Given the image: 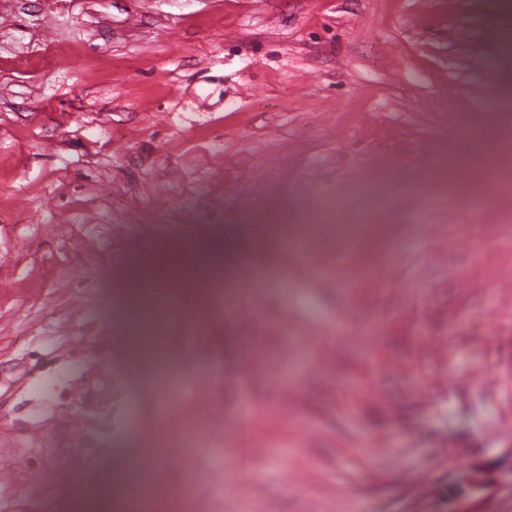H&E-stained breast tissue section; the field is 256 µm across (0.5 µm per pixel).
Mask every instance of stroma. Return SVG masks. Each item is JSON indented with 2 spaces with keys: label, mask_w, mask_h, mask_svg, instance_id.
Instances as JSON below:
<instances>
[{
  "label": "stroma",
  "mask_w": 512,
  "mask_h": 512,
  "mask_svg": "<svg viewBox=\"0 0 512 512\" xmlns=\"http://www.w3.org/2000/svg\"><path fill=\"white\" fill-rule=\"evenodd\" d=\"M503 2L0 0V512L121 475L130 512H512ZM312 197L357 235L283 246ZM192 220L262 278L159 305L149 372L120 300ZM192 428L193 469L146 460Z\"/></svg>",
  "instance_id": "obj_1"
}]
</instances>
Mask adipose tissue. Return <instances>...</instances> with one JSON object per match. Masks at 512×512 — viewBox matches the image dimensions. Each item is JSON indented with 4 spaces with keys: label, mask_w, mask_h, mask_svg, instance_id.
Returning <instances> with one entry per match:
<instances>
[{
    "label": "adipose tissue",
    "mask_w": 512,
    "mask_h": 512,
    "mask_svg": "<svg viewBox=\"0 0 512 512\" xmlns=\"http://www.w3.org/2000/svg\"><path fill=\"white\" fill-rule=\"evenodd\" d=\"M240 249L237 239L212 238L203 242L198 256L171 257L164 275L144 265L129 284L127 303L135 323L146 324L159 298L190 299L211 283L215 270L231 265Z\"/></svg>",
    "instance_id": "adipose-tissue-1"
}]
</instances>
